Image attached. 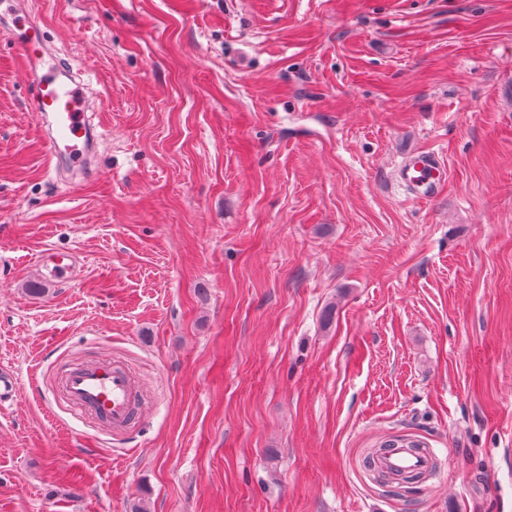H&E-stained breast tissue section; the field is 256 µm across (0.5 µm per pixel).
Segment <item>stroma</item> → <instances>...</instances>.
I'll return each mask as SVG.
<instances>
[{"label":"stroma","instance_id":"35a3bbf8","mask_svg":"<svg viewBox=\"0 0 512 512\" xmlns=\"http://www.w3.org/2000/svg\"><path fill=\"white\" fill-rule=\"evenodd\" d=\"M15 5L100 139L51 155L0 22V512H512V0ZM113 358L121 437L53 394ZM397 439L434 471L380 482ZM398 179L418 198H435L446 183L445 165L432 152H415L398 168ZM19 393L17 379L12 370L3 364L0 367V409L13 403Z\"/></svg>","mask_w":512,"mask_h":512}]
</instances>
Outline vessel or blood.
Masks as SVG:
<instances>
[{"label": "vessel or blood", "instance_id": "b4317fda", "mask_svg": "<svg viewBox=\"0 0 512 512\" xmlns=\"http://www.w3.org/2000/svg\"><path fill=\"white\" fill-rule=\"evenodd\" d=\"M16 42L31 87V106L51 120L48 142L53 152H65L73 168L86 169L89 127L82 84L61 65L46 64V39L35 20L20 26ZM397 176L419 198L438 196L446 183L445 165L431 152L411 154L400 165ZM58 390L72 408L92 417L113 435H122L137 423L135 409L142 390L122 361L65 368L58 378ZM18 393L12 370L1 366L0 409L13 403ZM377 464L391 472L427 473L433 467V457L400 443L384 451Z\"/></svg>", "mask_w": 512, "mask_h": 512}]
</instances>
